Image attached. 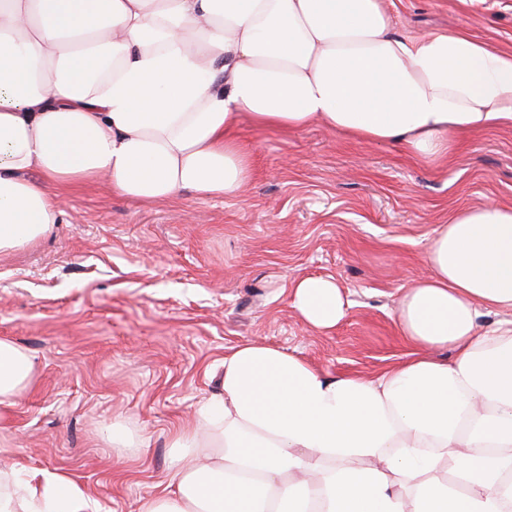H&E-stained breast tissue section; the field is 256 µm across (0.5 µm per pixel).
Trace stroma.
Wrapping results in <instances>:
<instances>
[{
	"label": "stroma",
	"mask_w": 512,
	"mask_h": 512,
	"mask_svg": "<svg viewBox=\"0 0 512 512\" xmlns=\"http://www.w3.org/2000/svg\"><path fill=\"white\" fill-rule=\"evenodd\" d=\"M397 34L451 30L512 48V0H386ZM252 177L240 196L142 206L107 182L60 191L61 222L0 255V338L35 361L32 387L0 412V465L63 472L98 512H138L171 475L170 433L220 391L224 353L248 342L321 372L372 377L405 359L403 290L464 207L512 205V129L467 135L446 163L365 144L322 125L243 124ZM334 278L348 302L335 330L307 328L290 283ZM121 423L144 445L99 436ZM103 439L112 445V449L118 453H123L132 450L133 448H139L138 442H136L118 422H112L111 425L105 426L101 430Z\"/></svg>",
	"instance_id": "1"
}]
</instances>
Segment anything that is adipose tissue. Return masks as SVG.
<instances>
[{"label":"adipose tissue","mask_w":512,"mask_h":512,"mask_svg":"<svg viewBox=\"0 0 512 512\" xmlns=\"http://www.w3.org/2000/svg\"><path fill=\"white\" fill-rule=\"evenodd\" d=\"M244 118L434 163L463 133L512 129V50L465 29L396 34L384 0H0V254L53 232L59 188L237 196ZM425 258L396 308L410 356L365 379L230 348L220 394L170 437V491L139 512H512V206L459 209ZM289 302L321 333L346 315L329 277L295 280ZM34 366L0 339V408ZM0 512L97 508L68 475L17 462L0 468Z\"/></svg>","instance_id":"obj_1"}]
</instances>
